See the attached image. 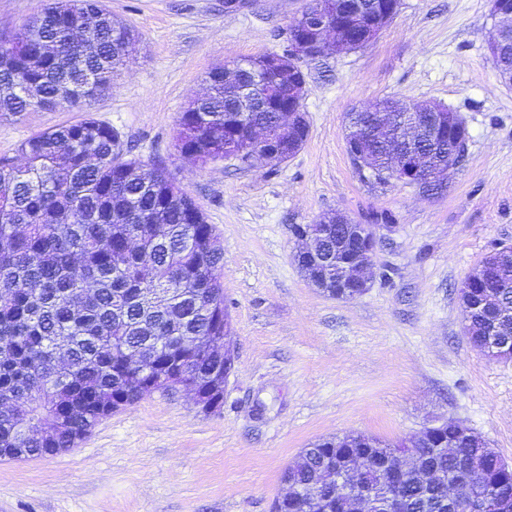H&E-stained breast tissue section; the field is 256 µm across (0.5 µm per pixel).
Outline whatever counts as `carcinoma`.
I'll return each mask as SVG.
<instances>
[{
    "label": "carcinoma",
    "instance_id": "1",
    "mask_svg": "<svg viewBox=\"0 0 512 512\" xmlns=\"http://www.w3.org/2000/svg\"><path fill=\"white\" fill-rule=\"evenodd\" d=\"M134 31L100 0H43L16 31L0 37V112L17 115L76 106L108 90ZM244 73L208 74V93L179 120L178 147L205 164L248 155L253 124L269 123L267 89L249 112L236 109ZM382 112L410 103L384 98ZM18 165L0 157V458L54 455L72 448L112 407V392L143 396L124 361L161 356L205 384L224 361L202 340L224 316L222 248L211 225L165 168L125 156L118 133L83 118L37 133L20 145ZM496 273L493 256L460 289L468 336L496 360H512V276L501 289V341H487V307L473 277ZM51 423L44 434L39 426ZM349 448L339 436L301 451L284 472L293 494L277 512H495L512 501V472L477 434L443 446L389 443ZM410 452L415 469H400ZM358 473L336 482L340 466ZM433 471L426 483L420 472Z\"/></svg>",
    "mask_w": 512,
    "mask_h": 512
}]
</instances>
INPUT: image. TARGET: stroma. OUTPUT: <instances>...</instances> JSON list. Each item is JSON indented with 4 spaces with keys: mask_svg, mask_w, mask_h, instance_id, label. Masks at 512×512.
I'll return each mask as SVG.
<instances>
[{
    "mask_svg": "<svg viewBox=\"0 0 512 512\" xmlns=\"http://www.w3.org/2000/svg\"><path fill=\"white\" fill-rule=\"evenodd\" d=\"M305 4L103 0L136 33L111 88L73 108L0 115V157L20 159L32 134L89 115L131 156L162 162L221 242L235 353L217 411L154 392L74 448L0 460V512H272L310 443L405 439L448 419L512 464V361L473 346L459 295L512 244V85L489 59L490 0H402L371 44L301 62L309 136L286 161L201 167L180 153L179 118L209 72L285 53ZM389 97L463 117L466 156L443 192L379 184L354 166L346 113ZM331 212L377 236L371 285L354 299L324 295L294 261V226Z\"/></svg>",
    "mask_w": 512,
    "mask_h": 512,
    "instance_id": "35a3bbf8",
    "label": "stroma"
}]
</instances>
